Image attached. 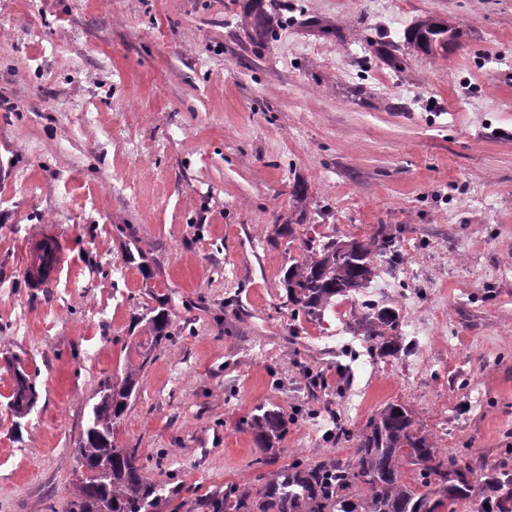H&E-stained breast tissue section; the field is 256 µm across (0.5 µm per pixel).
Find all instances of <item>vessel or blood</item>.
Returning a JSON list of instances; mask_svg holds the SVG:
<instances>
[{"label":"vessel or blood","mask_w":512,"mask_h":512,"mask_svg":"<svg viewBox=\"0 0 512 512\" xmlns=\"http://www.w3.org/2000/svg\"><path fill=\"white\" fill-rule=\"evenodd\" d=\"M66 262L65 242L53 229H45L34 236L24 258V274L30 287H53L63 275Z\"/></svg>","instance_id":"b4317fda"}]
</instances>
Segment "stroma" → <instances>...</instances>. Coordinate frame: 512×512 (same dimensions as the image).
I'll return each mask as SVG.
<instances>
[{
    "mask_svg": "<svg viewBox=\"0 0 512 512\" xmlns=\"http://www.w3.org/2000/svg\"><path fill=\"white\" fill-rule=\"evenodd\" d=\"M258 10L277 19L261 43ZM424 17L459 45L393 72L374 44ZM297 210L342 241L391 225L401 259L296 317L303 242L275 230ZM46 226L71 269L37 291L24 248ZM365 299L398 312L402 352H366ZM129 365L113 439L177 488L158 512L258 487L260 405L289 417L279 468L349 458L337 421L389 403L457 458L512 455V0H0V512H72V456ZM157 301L159 303V307L157 309L159 310L155 315L148 319L147 324L151 333L154 335L152 338L155 344L160 345L163 341H168L171 335L168 330L170 326L169 316L164 308L166 300L165 298H158ZM157 309L152 312L157 311ZM15 387L11 406L16 413H22L35 402L37 397L34 379L26 372L16 369L14 372Z\"/></svg>",
    "mask_w": 512,
    "mask_h": 512,
    "instance_id": "35a3bbf8",
    "label": "stroma"
}]
</instances>
